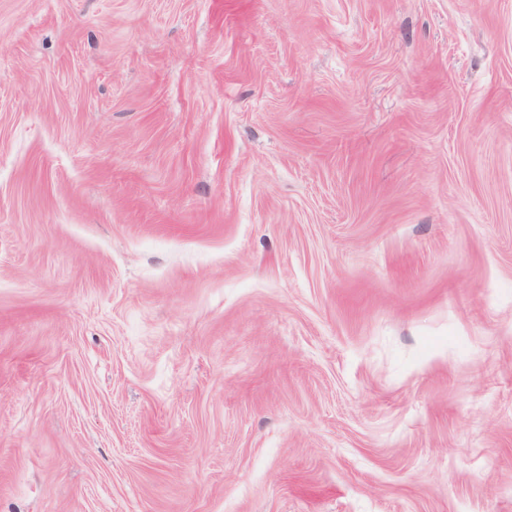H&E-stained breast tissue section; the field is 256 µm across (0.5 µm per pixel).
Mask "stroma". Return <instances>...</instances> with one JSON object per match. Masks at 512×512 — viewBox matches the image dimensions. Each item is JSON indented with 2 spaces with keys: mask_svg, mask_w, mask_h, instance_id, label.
<instances>
[{
  "mask_svg": "<svg viewBox=\"0 0 512 512\" xmlns=\"http://www.w3.org/2000/svg\"><path fill=\"white\" fill-rule=\"evenodd\" d=\"M0 512H512V0H0Z\"/></svg>",
  "mask_w": 512,
  "mask_h": 512,
  "instance_id": "35a3bbf8",
  "label": "stroma"
}]
</instances>
